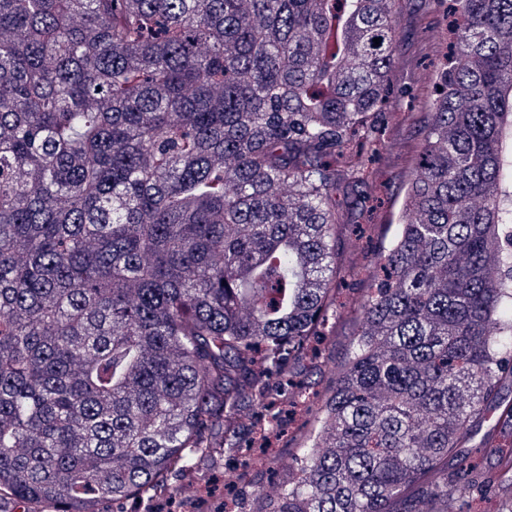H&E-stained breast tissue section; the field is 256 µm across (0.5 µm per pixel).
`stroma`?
<instances>
[{
	"label": "stroma",
	"instance_id": "obj_1",
	"mask_svg": "<svg viewBox=\"0 0 512 512\" xmlns=\"http://www.w3.org/2000/svg\"><path fill=\"white\" fill-rule=\"evenodd\" d=\"M398 34L403 41L399 61L387 79L400 100L389 101L388 111L397 115L379 134L373 148L362 150L359 159L370 177L360 192L342 188L336 193L342 223L349 232L343 236V262L372 272L375 253L380 245L377 236L352 232L355 224H380L397 219L410 175L411 159L422 139L421 127L427 115L438 73L450 51L449 23L444 8L416 10L412 0H402L396 15ZM358 292L353 287L339 290L340 307L336 335L319 356L305 362L300 377L310 383L333 377L336 363L342 356L353 326L350 314L357 306Z\"/></svg>",
	"mask_w": 512,
	"mask_h": 512
}]
</instances>
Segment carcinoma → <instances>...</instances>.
<instances>
[{"label": "carcinoma", "instance_id": "cac0c4a2", "mask_svg": "<svg viewBox=\"0 0 512 512\" xmlns=\"http://www.w3.org/2000/svg\"><path fill=\"white\" fill-rule=\"evenodd\" d=\"M395 2L0 0V502L155 512L255 447L243 414L281 429L359 280L336 189L387 120ZM451 2L397 229L254 512H512V0ZM353 288H361L360 285L343 287L339 289L338 318L336 324V336L333 342H328L319 356L306 361L301 367L300 379L310 384L319 379H330L336 373V361L342 357L353 326L349 321L351 311L357 306L358 291ZM340 314V316H339Z\"/></svg>", "mask_w": 512, "mask_h": 512}]
</instances>
